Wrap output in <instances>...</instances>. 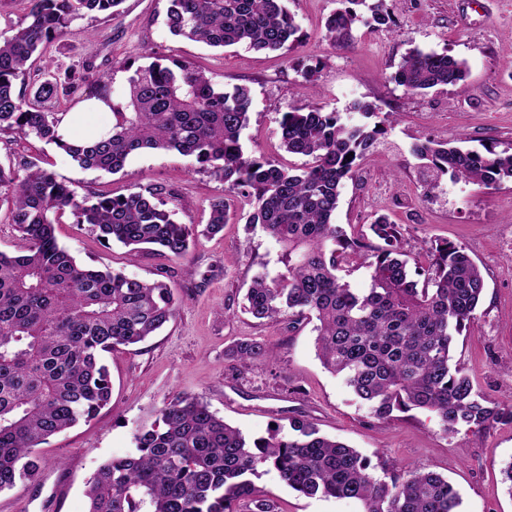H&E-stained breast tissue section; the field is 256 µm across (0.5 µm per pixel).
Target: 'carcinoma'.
<instances>
[{
  "instance_id": "cac0c4a2",
  "label": "carcinoma",
  "mask_w": 512,
  "mask_h": 512,
  "mask_svg": "<svg viewBox=\"0 0 512 512\" xmlns=\"http://www.w3.org/2000/svg\"><path fill=\"white\" fill-rule=\"evenodd\" d=\"M30 7L11 35L0 38V135L33 137L84 170L115 174L144 149L176 150L195 157L247 199L245 224L260 228L280 248L283 270L258 275L244 296L243 311L256 320L288 315L289 323L317 321L316 352L378 420L413 409L433 413L445 434L481 432L512 424V406L474 390L469 375L452 363L454 338L475 318L485 282L466 249L446 239L425 252L409 272L399 225L377 217L372 246L347 236L332 222L340 188L358 174L376 148L379 126L344 123L319 104L282 114L280 149L309 158L301 168L278 159L247 155L241 135L249 124L250 91H226L205 71L184 61L156 58L136 67L120 102L112 81L95 80L94 96L110 104L112 127L100 138L66 142L59 133V93L73 92L87 72L64 74L41 48L63 36L70 23L110 14L123 0H28ZM170 32L212 47L244 44L260 51H291L300 28L281 0H168ZM325 22L326 36L347 42L361 22L387 28L384 0L370 17L338 0ZM42 63L45 78L27 98L17 86L27 69ZM465 62L445 53L410 50L394 75L406 91L455 86ZM412 154L438 180L446 175L478 186L512 178V152L465 150L433 139L416 142ZM42 158L0 165V208L18 235L16 252L0 251V491L32 481L37 449L48 439L94 419L112 397L103 356L143 342L176 316L180 298L163 280L145 281L121 271L77 262L61 246L55 225L68 215L104 243L149 244L158 255L181 259L195 229L175 219V196L162 187L113 196L78 195ZM224 199L210 203L201 234L224 229ZM357 263L368 268L367 287H351L339 272ZM270 354L253 339L227 356L246 366ZM260 437L212 412L199 396L176 394L156 420L134 434L133 452L101 466L85 490L88 512H281L278 501L251 477L273 470L289 488L308 497L351 499L361 512H457L460 497L448 479L420 468L375 474L371 460L320 434L300 415Z\"/></svg>"
}]
</instances>
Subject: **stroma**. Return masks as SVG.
Returning <instances> with one entry per match:
<instances>
[{
  "label": "stroma",
  "instance_id": "35a3bbf8",
  "mask_svg": "<svg viewBox=\"0 0 512 512\" xmlns=\"http://www.w3.org/2000/svg\"><path fill=\"white\" fill-rule=\"evenodd\" d=\"M286 6L302 35L292 51L261 54L242 45L214 48L182 39L165 25L168 0H124L118 14L73 20L46 54L62 70L110 72L117 92L128 85L129 65L145 64L150 54L187 60L225 90L247 87L252 105L242 135L245 153L279 155L296 167L305 165V157L281 154L275 135L282 113L318 103L342 121L358 123L362 117L350 112L351 102L373 103L383 133L358 177L343 185L333 220L357 237L368 234L375 217L389 216L414 260L437 239L465 247L486 289L475 320L455 340L454 360L482 394L512 403V179L487 189L446 176L431 190L426 169L411 153L426 138L459 141L479 152L512 151V0H386L393 30L359 24L345 45L325 36L336 0H286ZM416 47L463 60L466 79L425 94L406 92L393 75ZM313 64L319 72L308 86L300 70ZM37 156L78 194L125 195L160 186L174 194L178 222L194 226L207 223L210 200L221 197L229 204V222L172 261L116 242L103 246L68 220L58 225L60 244L82 263L164 280L182 303L175 320L156 335L108 355L110 404L96 419L42 445L37 479L0 491V512H86L89 477L105 461L129 453L136 429L151 424L163 400L177 393L202 396L211 411L249 436L305 415L375 466L441 474L461 496L459 512H512V492L501 473L512 460V424L447 434L426 411L377 420L340 377L322 367L312 324L292 328L284 317L261 322L242 313L252 279L280 271L277 250L261 231L246 230L244 198L193 158L146 151L108 174L81 169L36 139L0 136V164ZM244 337L265 343L270 356L245 367L228 358L226 349ZM255 483L278 498L282 512H361L352 500L304 497L272 471Z\"/></svg>",
  "mask_w": 512,
  "mask_h": 512
}]
</instances>
